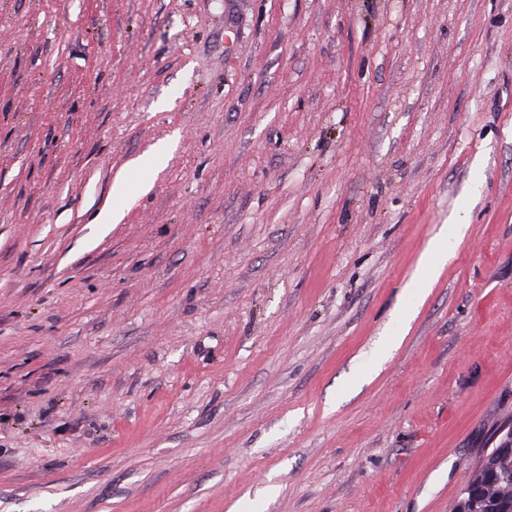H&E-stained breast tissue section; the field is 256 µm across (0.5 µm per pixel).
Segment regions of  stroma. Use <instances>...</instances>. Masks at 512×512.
<instances>
[{
    "label": "stroma",
    "mask_w": 512,
    "mask_h": 512,
    "mask_svg": "<svg viewBox=\"0 0 512 512\" xmlns=\"http://www.w3.org/2000/svg\"><path fill=\"white\" fill-rule=\"evenodd\" d=\"M509 428L512 0H0V512H453ZM448 262V235L437 234L419 259L418 270L427 282L432 279Z\"/></svg>",
    "instance_id": "1"
}]
</instances>
